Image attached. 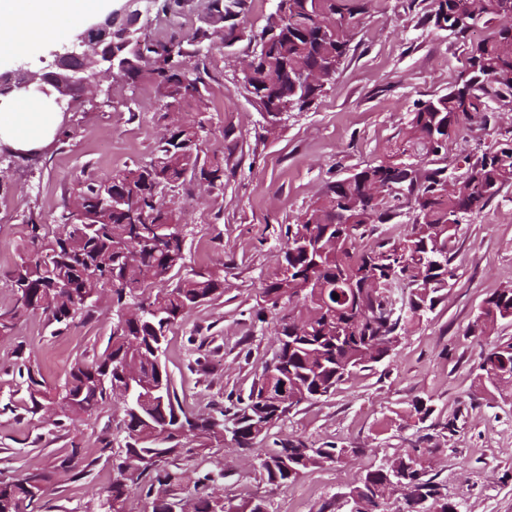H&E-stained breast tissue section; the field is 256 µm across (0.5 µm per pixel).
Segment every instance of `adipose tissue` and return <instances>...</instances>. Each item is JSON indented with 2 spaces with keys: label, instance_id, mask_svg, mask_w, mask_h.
I'll return each instance as SVG.
<instances>
[{
  "label": "adipose tissue",
  "instance_id": "ef3b65f1",
  "mask_svg": "<svg viewBox=\"0 0 512 512\" xmlns=\"http://www.w3.org/2000/svg\"><path fill=\"white\" fill-rule=\"evenodd\" d=\"M88 0H0V16L11 19L8 29H0V52L16 51L34 43L60 37L57 21H85ZM61 126V115L45 111L38 102L27 109L0 111V143L17 151L47 146Z\"/></svg>",
  "mask_w": 512,
  "mask_h": 512
}]
</instances>
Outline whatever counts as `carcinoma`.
<instances>
[{
  "instance_id": "1",
  "label": "carcinoma",
  "mask_w": 512,
  "mask_h": 512,
  "mask_svg": "<svg viewBox=\"0 0 512 512\" xmlns=\"http://www.w3.org/2000/svg\"><path fill=\"white\" fill-rule=\"evenodd\" d=\"M367 4L277 0L275 12L285 24L274 30L266 22L259 49L248 61L251 77L240 83L243 92L269 115L281 108L310 109L324 86H297L288 75L327 60L325 81H330L350 50ZM242 6L243 0H209L208 27L185 43L153 41L140 34L116 60V74L105 71L100 79L132 84L148 79L162 111L176 103L204 114L202 82L185 64L192 56L188 47L232 35V20ZM426 21L461 35L482 27L487 35L471 46L466 68L448 93L416 104L403 138L389 149L391 157L402 148L420 157L411 230L369 249L357 247L369 225L390 218L387 204L376 207L362 200L364 182L401 177L384 162L329 186L289 230L279 264L288 275L277 273L262 288L263 301L284 309L278 328L288 342L264 363L248 395L216 415L190 417L183 411L162 356L168 333L184 315L224 294L223 270L191 272L174 280L172 272L185 264V250L178 244L155 248L163 236L186 237L175 208L161 196L163 189L175 188L189 176L208 181L215 191L224 189V157L215 154L200 162L203 122L170 129L149 164L83 183L78 190L82 211L63 209L57 229L29 219L28 245L9 274L14 304L0 309V337L12 335L16 321L36 311L58 332L87 316L95 300L80 297L68 309L58 303L53 285L69 284L78 293L81 272L89 268L99 278L98 288L112 292L116 318L105 349L91 360H76L60 388L43 389L31 358L18 364L28 398L37 408L67 400L85 415L112 399L114 387H124L118 476L100 494L99 512H126L134 489L149 496L157 483L179 485L181 473L166 464L224 443L226 433L239 448H251L258 439L255 424L273 415L279 420L288 412L278 396L283 384L307 401L330 395L353 370L370 368L390 355L394 344L385 338H397L406 325L434 308L448 280L463 216L482 211L503 186L512 185L510 138L475 159L463 157L460 187L440 194L453 180L441 162L453 136L461 132L460 117L476 116L483 123L490 104L512 100V0H432ZM143 212L146 223L139 219ZM501 322H512L511 287L485 299L473 329L491 333ZM480 370L479 381L490 385L495 372L512 371V338L488 351ZM340 453L336 447L308 448L290 440L260 458L259 467L269 483L280 486L335 461ZM399 459L405 464L396 472L382 462L361 474L350 489L347 512H387L381 491L389 483L415 487L419 505L412 512H461L459 504L448 501L444 487L428 476V468L414 464L408 453ZM38 479L48 476L33 470L17 479H0V512H33L39 499L29 485ZM213 481L208 472L194 485L196 512H266L260 503L217 501L204 493Z\"/></svg>"
}]
</instances>
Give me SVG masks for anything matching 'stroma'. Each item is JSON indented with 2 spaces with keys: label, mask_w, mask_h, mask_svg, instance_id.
I'll return each mask as SVG.
<instances>
[{
  "label": "stroma",
  "mask_w": 512,
  "mask_h": 512,
  "mask_svg": "<svg viewBox=\"0 0 512 512\" xmlns=\"http://www.w3.org/2000/svg\"><path fill=\"white\" fill-rule=\"evenodd\" d=\"M206 5L183 0L180 11L169 14V27L148 28V36L190 38L209 21ZM275 7L276 0H244L232 46L206 43L187 60L208 103L199 154L224 156L223 191L189 179L167 195L190 230L187 270L224 271L223 296L186 314L164 355L181 404L194 416L247 392L274 353L278 316L261 292L278 270L288 225L329 184L382 160L402 138L417 102L447 93L472 42L484 36L474 29L462 38L426 24L431 0H370L343 65L316 105L286 114L271 137L265 115L238 83L236 64L257 49ZM159 109L150 82L132 89L102 82L69 113L70 139L53 143L38 160L0 163V307L13 303L8 273L26 242L28 217L54 224L86 180L149 163L166 132ZM510 136L512 106L492 104L487 124L453 141L447 164ZM397 205L391 221L369 226L359 247L407 233L415 216L408 192H400ZM506 287H512V185L464 218L439 303L401 332L391 357L353 374L329 397L290 410L252 450L225 437L223 446L182 466V490L193 489L201 473L220 470L224 476L211 489L235 502L260 498L268 512H346L344 495L366 468L418 449L430 453V475L463 512H512V389L477 383L482 357L512 338V324L491 334L471 330L483 300ZM113 318L112 306L101 304L53 336L44 315L32 313L18 321L13 339H0V478L33 469L50 474V491L35 512H97L99 494L114 475L105 444L117 435L122 401L54 425L46 411H31L19 390L17 355H30L46 386L57 387L75 359L104 350ZM418 399L434 407L422 423L405 416ZM289 439L355 454L295 483L270 485L259 459ZM75 443L81 456L61 469V457Z\"/></svg>",
  "instance_id": "obj_1"
}]
</instances>
